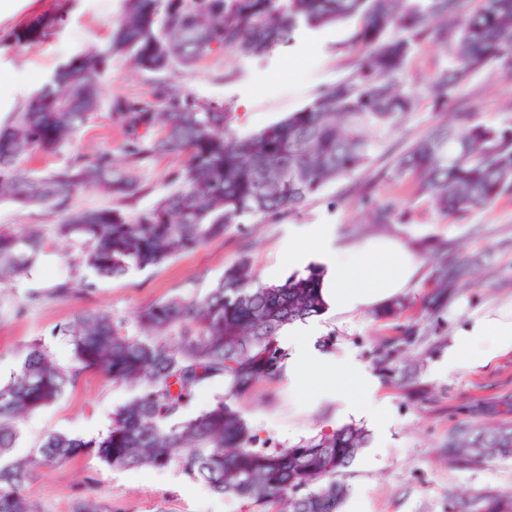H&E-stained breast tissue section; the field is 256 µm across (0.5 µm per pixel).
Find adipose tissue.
Here are the masks:
<instances>
[{
    "label": "adipose tissue",
    "mask_w": 512,
    "mask_h": 512,
    "mask_svg": "<svg viewBox=\"0 0 512 512\" xmlns=\"http://www.w3.org/2000/svg\"><path fill=\"white\" fill-rule=\"evenodd\" d=\"M289 254L292 265L319 266L321 293L331 314L362 311L388 302L407 288L418 270L417 256L407 243L375 238L349 243L328 228L303 229L295 235ZM317 330L310 324L284 329L280 343L290 351L284 372L297 391L315 399L340 401V416H361L381 421L385 402L378 385L359 362L337 360L320 353ZM512 352V320L492 314L477 315L458 331L448 352L452 368L472 369L494 357Z\"/></svg>",
    "instance_id": "obj_1"
}]
</instances>
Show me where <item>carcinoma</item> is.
Instances as JSON below:
<instances>
[{
	"label": "carcinoma",
	"instance_id": "1",
	"mask_svg": "<svg viewBox=\"0 0 512 512\" xmlns=\"http://www.w3.org/2000/svg\"><path fill=\"white\" fill-rule=\"evenodd\" d=\"M355 19L351 45L371 51L348 77L320 89L302 109L259 132L232 133L234 113L191 96L172 75L194 70L208 56L241 53L262 59L287 47L298 32ZM62 15L43 13L12 30L13 46L46 39ZM448 49L450 65L428 85L443 108L468 74L496 65L512 77V0H123L108 42L71 57L51 81L0 127V200L46 206L62 216L57 237L80 250L79 264L114 278L131 268L156 267L224 236L246 218L267 220L299 210L329 183L367 161L371 131L399 126L413 109L396 81L428 43ZM124 56L153 76L148 98L109 100L122 129L121 155H77L61 170L21 167L29 150L54 153L97 111L112 57ZM183 158L170 190L150 209L123 207L145 188L136 176L146 163ZM411 177L443 217L458 220L512 191V122L492 126L457 114L416 140L377 179ZM90 187L110 193L114 207L74 211L73 196ZM379 224L403 219L398 202L364 201ZM46 241L37 229H0V284L27 275ZM470 269L443 265L437 298L467 283ZM321 269L307 267L281 283H262L247 256L224 270L202 298L172 296L138 309L135 332L107 311L84 312L59 332L70 339L74 363L57 364L41 340L26 345L24 361L0 385V459L18 437L17 421L56 402L86 372L133 387L112 413L107 434L92 440L48 435L35 453L0 462V512H39L24 488L37 468L66 464L93 452L114 468L177 467L217 495H233L278 512H340L346 486L338 476L367 443L345 426L269 450L236 402L260 381L282 376L285 327L325 312ZM403 303L375 312L399 319ZM221 380L225 394L206 411H182L203 385ZM448 463L472 467L512 456V424L448 438ZM468 512H512V496L483 490Z\"/></svg>",
	"mask_w": 512,
	"mask_h": 512
}]
</instances>
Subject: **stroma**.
I'll return each mask as SVG.
<instances>
[{
  "label": "stroma",
  "mask_w": 512,
  "mask_h": 512,
  "mask_svg": "<svg viewBox=\"0 0 512 512\" xmlns=\"http://www.w3.org/2000/svg\"><path fill=\"white\" fill-rule=\"evenodd\" d=\"M57 2L19 0L17 11L0 19V81L17 88V105H24L73 55L107 42L123 6L122 0H69L63 22L43 44L8 45L6 38L15 27L53 10ZM354 27L349 21L303 31L292 45L262 61L235 53L215 54L197 69L179 73L177 84L194 97L235 112L238 134L254 133L300 110L318 89L352 73L360 55L349 45ZM447 64V50L434 44L422 46L410 59L402 84L414 94L415 107L397 130L372 134L373 148L363 167L328 184L299 211L271 221L245 220L223 237L157 267L133 268L116 279H94L91 272L78 268L76 250L56 240L59 215L44 206L22 208L0 202V228L21 232L36 227L49 241L32 276L0 287V383L19 368L25 344L36 338L45 341L58 364L70 366L72 346L57 330L82 311L107 310L129 322L138 308L153 302L174 295L203 297L225 268L244 255L260 277L270 267H287L290 225L329 224L348 241L394 237L414 248L421 261L414 281L400 295L406 303L400 323L420 334L419 341L405 346L403 352L414 361L415 385L401 386L399 376L376 365L374 349L389 330L387 323L373 318L371 310L318 319L320 349L361 362L378 381L386 401L381 424L353 416L347 419L348 424L365 429L368 443L342 475L347 487L342 512H456L458 501L480 490L512 495V459L458 469L449 467L439 454L449 431L459 424L479 428L512 421L511 352L470 370L448 366L455 334L472 316L512 313V192L486 209L451 221L417 194L412 180L397 185L374 180L379 170L390 166L411 142L450 113L470 112L487 125L512 120V78L494 66L467 76L445 109L435 107L427 84L434 70ZM106 80L110 94L129 99L148 95L152 89L151 78L134 71L120 56L113 57ZM123 139L103 104L59 152H30L21 164L47 173L65 167L78 153L119 152ZM181 163V158L168 156L141 168L138 176L146 190L132 203V210L151 208L167 192L169 172ZM365 191L397 198L404 221L372 223L357 203ZM437 247L449 260L471 266L474 275L433 316L429 284ZM66 279L73 285L72 293L55 295L56 284ZM86 280L94 281L92 292H83ZM134 394L132 388L85 374L56 403L20 420L12 453L31 454L54 432L94 438L110 426L115 408ZM239 407L251 428L282 447L326 430L336 416L332 401L301 406L297 391L283 378L256 384ZM25 493L40 512H71L73 502L84 497L110 505L112 512H260L244 499L213 494L178 468L117 469L92 454L39 469Z\"/></svg>",
  "instance_id": "obj_1"
}]
</instances>
